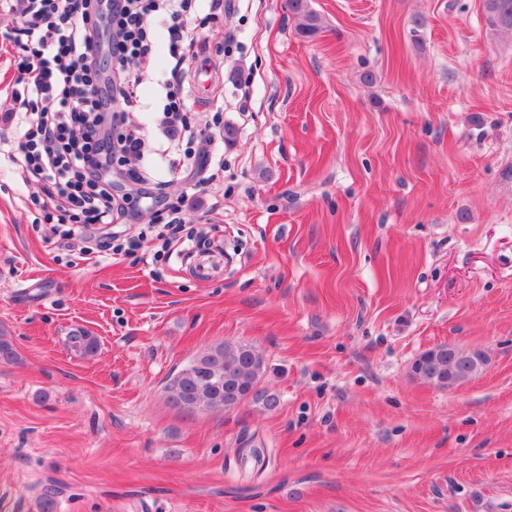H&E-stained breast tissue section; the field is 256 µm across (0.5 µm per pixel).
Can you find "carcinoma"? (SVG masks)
I'll list each match as a JSON object with an SVG mask.
<instances>
[{
    "label": "carcinoma",
    "instance_id": "carcinoma-1",
    "mask_svg": "<svg viewBox=\"0 0 512 512\" xmlns=\"http://www.w3.org/2000/svg\"><path fill=\"white\" fill-rule=\"evenodd\" d=\"M482 9L490 34L512 33V0H482ZM288 10L300 19L299 34L313 37L322 28L321 17L310 0H288ZM69 348L82 358L96 356L97 337L76 326L67 336ZM18 360L17 350L7 333L0 331V362ZM487 363L478 350L458 349V358L448 364V345H436L423 351L411 365L412 375L426 383L446 388L466 384L483 373ZM268 372L264 353L249 343H219L196 354L174 373L165 385L167 403L175 410L193 414L198 411H234L249 404L262 412L276 411L279 396L263 384Z\"/></svg>",
    "mask_w": 512,
    "mask_h": 512
}]
</instances>
